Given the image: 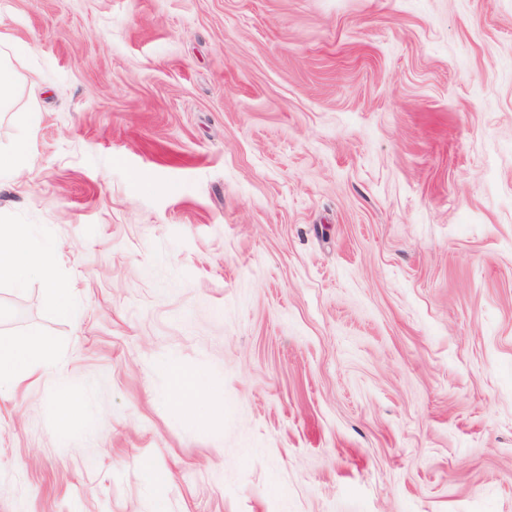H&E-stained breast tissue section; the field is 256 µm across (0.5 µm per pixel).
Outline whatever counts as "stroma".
<instances>
[{
	"label": "stroma",
	"mask_w": 512,
	"mask_h": 512,
	"mask_svg": "<svg viewBox=\"0 0 512 512\" xmlns=\"http://www.w3.org/2000/svg\"><path fill=\"white\" fill-rule=\"evenodd\" d=\"M0 35L1 151L37 108L0 224L75 310L0 282V338L57 352L0 397V512H512V0H0ZM27 51V45L0 37V112H11L15 107L18 77L12 60ZM173 373L181 386L180 405L184 410H193L198 406L207 405L212 418L218 419L224 415V406L209 405L207 382L202 377L196 374L182 375L176 370H173Z\"/></svg>",
	"instance_id": "1"
}]
</instances>
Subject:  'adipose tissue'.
I'll return each instance as SVG.
<instances>
[{"label": "adipose tissue", "instance_id": "adipose-tissue-1", "mask_svg": "<svg viewBox=\"0 0 512 512\" xmlns=\"http://www.w3.org/2000/svg\"><path fill=\"white\" fill-rule=\"evenodd\" d=\"M28 50L27 45L0 38V112L12 111L16 104L18 77L12 61ZM31 227L27 224L0 225V280L25 287L29 279L39 278L62 316H70L72 306L58 286L57 254L52 245L29 250ZM38 357L44 372H52L54 354L47 344L26 337L0 339V392L11 390L21 368L30 357Z\"/></svg>", "mask_w": 512, "mask_h": 512}]
</instances>
